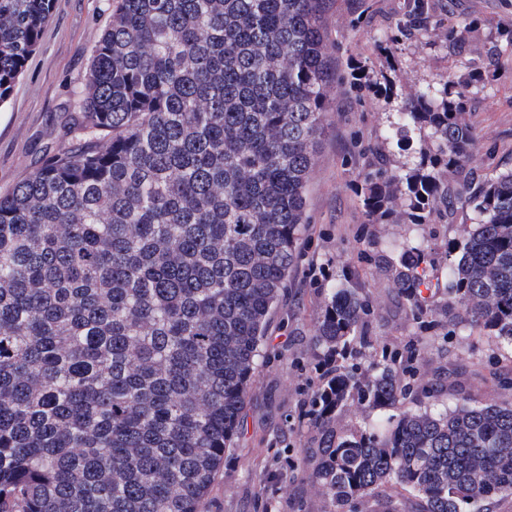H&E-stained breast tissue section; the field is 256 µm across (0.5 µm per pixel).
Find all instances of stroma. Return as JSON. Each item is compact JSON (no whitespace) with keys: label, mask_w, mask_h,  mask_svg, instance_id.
<instances>
[{"label":"stroma","mask_w":512,"mask_h":512,"mask_svg":"<svg viewBox=\"0 0 512 512\" xmlns=\"http://www.w3.org/2000/svg\"><path fill=\"white\" fill-rule=\"evenodd\" d=\"M406 0H336L328 18L337 73L352 64L385 74L391 98L351 92L340 83L326 117L309 179L301 260L271 311L231 452L206 496L207 512H332L307 478L304 449L317 429L308 417L319 381L314 345L327 289L351 279L372 303L369 334L391 350L414 346L419 383L467 366L466 385L480 402L501 399L493 371H512V347L495 338H442L403 310L374 256L427 240L438 271L451 263L449 243L472 213L439 210L430 224H379L362 201V172L388 122L427 86L464 91L462 118L474 132L467 169L490 175L512 167V0H433L427 30L400 27ZM112 19V0H53L52 19L12 95L0 106V193L25 170L78 141L79 93L96 38ZM453 31L444 39V31Z\"/></svg>","instance_id":"1"}]
</instances>
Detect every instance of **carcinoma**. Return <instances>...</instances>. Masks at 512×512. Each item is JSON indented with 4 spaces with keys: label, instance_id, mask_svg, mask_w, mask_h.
Returning a JSON list of instances; mask_svg holds the SVG:
<instances>
[{
    "label": "carcinoma",
    "instance_id": "obj_1",
    "mask_svg": "<svg viewBox=\"0 0 512 512\" xmlns=\"http://www.w3.org/2000/svg\"><path fill=\"white\" fill-rule=\"evenodd\" d=\"M335 0H113L80 95L83 137L0 195V512H204L231 451L268 316L297 266L306 191L337 82ZM430 0L405 28L427 29ZM52 0H0V106ZM462 97L402 105L362 175L369 214L471 210L438 308L431 249L378 261L419 324L512 346V169L464 172ZM464 173V190L450 181ZM359 288L317 325L311 479L335 512H494L512 499V399L478 402L462 365L380 431L336 430L350 401L397 405L415 373L367 335ZM371 352L348 364L352 341ZM448 395L455 406H439Z\"/></svg>",
    "mask_w": 512,
    "mask_h": 512
}]
</instances>
